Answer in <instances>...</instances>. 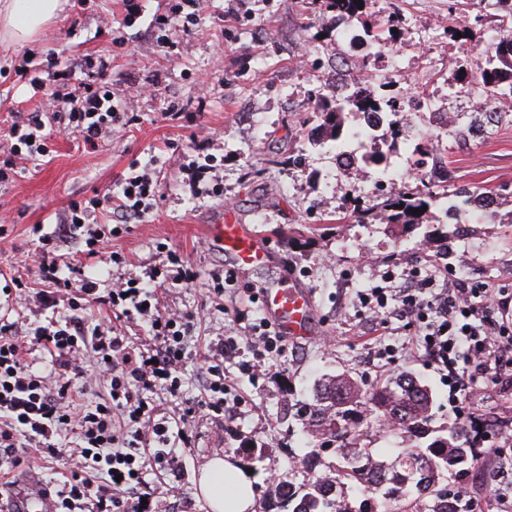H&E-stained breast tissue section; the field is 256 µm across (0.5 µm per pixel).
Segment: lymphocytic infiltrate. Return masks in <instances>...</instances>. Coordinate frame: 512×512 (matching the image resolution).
I'll return each mask as SVG.
<instances>
[{
    "mask_svg": "<svg viewBox=\"0 0 512 512\" xmlns=\"http://www.w3.org/2000/svg\"><path fill=\"white\" fill-rule=\"evenodd\" d=\"M85 66L97 79L85 83L77 96L58 90L73 78L69 67L55 72L49 83L31 76V85L51 105V115L45 118L35 112L12 124L10 138L45 156L50 122L76 130L87 146L111 136L122 121V106L108 97L105 65L89 60ZM157 193L149 174L125 177L111 235L146 218ZM103 205L96 196L74 202L53 232H44L39 224L33 228L38 235L33 266L45 286L67 297L70 313L35 329L37 344L50 357L40 369L26 361L16 324H0V448L15 467L24 462L20 454L24 448L65 457L67 474L57 489L46 490L45 512H75L86 503L94 512H166L163 503L146 507L137 499L147 486V468L179 472L191 446V419L205 410L223 412L228 384L222 356L225 350H236L237 341L230 337L225 346L216 347L203 382L204 400L184 398L182 370L194 317L180 311L160 312L154 290L166 284H192L196 272L175 256L170 266L153 267L147 280H118L103 292L97 278L61 261L62 243L74 237L79 238L85 258L100 256L103 239L88 218ZM359 300L374 318L388 313L414 318L426 351L448 372L452 400L460 417L470 423L471 447L481 448L483 422L470 408L471 395L485 380L512 385V328L493 319L494 314L512 312V299L495 288L462 283L426 298L406 288L391 299L385 289L374 288L360 294ZM90 302L108 308L115 317L145 323L153 345L141 349L129 345L106 323L88 325L85 310ZM94 384L103 393L92 401L86 394Z\"/></svg>",
    "mask_w": 512,
    "mask_h": 512,
    "instance_id": "lymphocytic-infiltrate-1",
    "label": "lymphocytic infiltrate"
}]
</instances>
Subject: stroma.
<instances>
[{"mask_svg":"<svg viewBox=\"0 0 512 512\" xmlns=\"http://www.w3.org/2000/svg\"><path fill=\"white\" fill-rule=\"evenodd\" d=\"M180 2L65 0L34 41L0 40V160L12 158L17 171L0 186V215L9 220L0 237V318L18 320L26 331L67 311L65 297L40 286L10 287L18 262L36 247L32 227L52 229L71 201L108 194L134 169L157 181V204L145 221L105 242V252L122 254V264L100 263L89 272L107 281L140 278L174 251L197 273L191 285L157 290L162 308L203 314L188 339L184 397H200L207 344L250 333L263 315L261 285L278 270L293 273L315 304L311 338L286 341L261 357L244 346L225 358L224 373L242 402L238 414L197 418L179 474L148 475L151 493L165 500L168 512H209L196 495V479L220 456L251 469L256 512H271L278 483L308 479L305 437L290 407L308 401L323 375L346 373L368 390L394 373H412L433 392L432 427L458 422L447 378L425 354L417 327L395 318L385 329L374 324L359 293L384 288L392 294L430 271L438 289L482 281L512 294V115L489 117V103L477 97L436 146V163L444 168L436 191L473 193L458 205L466 222L436 215L408 234L358 223L339 202L346 194L371 200L372 167L360 162L327 182L324 147L312 139L322 118L311 94L320 85L335 92L348 48L321 0H199L191 31L170 29L168 45L160 46L155 21ZM448 6V0H405L396 15L386 0H368L349 22L358 34L367 27L394 33L388 53L370 62L359 84L403 97L404 111L425 132L434 128L435 109H447L448 88L460 72L484 67L480 43L500 24L487 17L475 29L478 48L462 47ZM51 53L76 65L104 60L109 87L125 105V125L93 150L74 133H54L44 162L12 153L7 133L40 109V96L21 71L45 72ZM280 155L291 164L277 165ZM205 164L210 173L192 183L191 168ZM490 195L502 205L486 216L481 204ZM231 216L254 227L272 267L234 270L207 234L208 225ZM251 446L261 448L260 459L248 456Z\"/></svg>","mask_w":512,"mask_h":512,"instance_id":"obj_1","label":"stroma"}]
</instances>
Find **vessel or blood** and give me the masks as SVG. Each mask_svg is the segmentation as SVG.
Instances as JSON below:
<instances>
[{
    "label": "vessel or blood",
    "instance_id": "obj_1",
    "mask_svg": "<svg viewBox=\"0 0 512 512\" xmlns=\"http://www.w3.org/2000/svg\"><path fill=\"white\" fill-rule=\"evenodd\" d=\"M208 232L223 247L237 268L245 270L264 264L270 257L268 248L259 244L249 225L238 221L210 225ZM263 311L274 318L286 338L298 340L309 337L312 321V302L298 280L283 275L282 284L264 292ZM24 493L14 495V512H37L44 498L34 479L24 480Z\"/></svg>",
    "mask_w": 512,
    "mask_h": 512
}]
</instances>
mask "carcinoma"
I'll use <instances>...</instances> for the list:
<instances>
[{
  "mask_svg": "<svg viewBox=\"0 0 512 512\" xmlns=\"http://www.w3.org/2000/svg\"><path fill=\"white\" fill-rule=\"evenodd\" d=\"M367 0H325V11L338 18H352ZM480 86L491 102L512 96V41L486 56L482 71L463 75L461 87ZM316 110L324 116V136L331 141L342 137L341 114L346 107L327 99L322 90L314 91ZM349 104L357 110L368 106L396 109L399 98L377 97L367 90L356 91ZM435 200L434 186L423 182L415 193L382 192L373 194V204L352 209L359 222L381 220L400 233H408L423 223L425 211ZM419 210L413 214V210ZM433 393L408 373L389 378L373 391L364 390L345 373L328 375L318 382L310 403L300 420L311 437L310 450L303 459L311 464V478L302 486L281 483L276 488L278 503L286 512H393V504L413 493L410 512H456L459 494L448 489V473L460 476L474 465L475 449L466 441L467 428L458 423L451 429L434 430ZM371 410L380 417L397 421L394 430L401 434L403 448L393 457L382 458L373 448H358L359 428L364 413ZM330 451L335 462L324 465L320 454Z\"/></svg>",
  "mask_w": 512,
  "mask_h": 512,
  "instance_id": "1",
  "label": "carcinoma"
}]
</instances>
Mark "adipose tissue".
I'll use <instances>...</instances> for the list:
<instances>
[{
  "label": "adipose tissue",
  "instance_id": "obj_1",
  "mask_svg": "<svg viewBox=\"0 0 512 512\" xmlns=\"http://www.w3.org/2000/svg\"><path fill=\"white\" fill-rule=\"evenodd\" d=\"M60 10L61 0H0V38L30 42ZM254 483L245 468L217 457L202 469L197 490L210 512H254Z\"/></svg>",
  "mask_w": 512,
  "mask_h": 512
}]
</instances>
